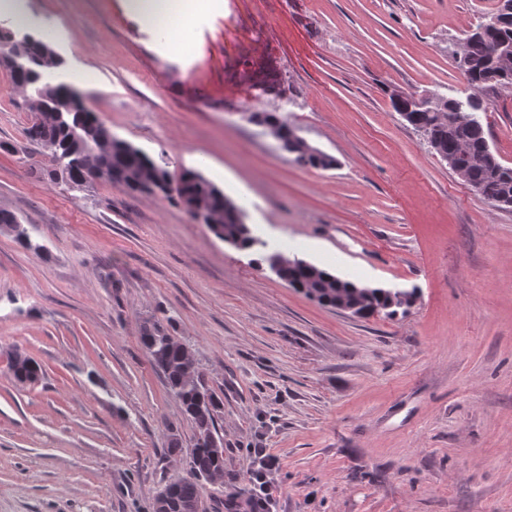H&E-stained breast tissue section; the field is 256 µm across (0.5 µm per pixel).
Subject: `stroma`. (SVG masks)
Returning a JSON list of instances; mask_svg holds the SVG:
<instances>
[{"mask_svg":"<svg viewBox=\"0 0 512 512\" xmlns=\"http://www.w3.org/2000/svg\"><path fill=\"white\" fill-rule=\"evenodd\" d=\"M22 2L92 73L100 121L172 178L202 173L268 251L419 296L392 318L325 308L180 204L56 183L0 67V209L42 246L0 232V512H152L185 475L195 427L141 343L154 320L223 403L225 477L277 457L274 512H512V210L390 102L463 96L452 52L498 0H222L179 53L124 0ZM486 96L512 166V90ZM263 111L336 168L298 164ZM15 377L21 381H36L41 372V367L32 358L16 354L11 363Z\"/></svg>","mask_w":512,"mask_h":512,"instance_id":"35a3bbf8","label":"stroma"}]
</instances>
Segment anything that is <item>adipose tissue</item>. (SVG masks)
<instances>
[{
    "label": "adipose tissue",
    "instance_id": "obj_1",
    "mask_svg": "<svg viewBox=\"0 0 512 512\" xmlns=\"http://www.w3.org/2000/svg\"><path fill=\"white\" fill-rule=\"evenodd\" d=\"M216 2L217 0H126V8L145 23L161 26L167 47L181 52L190 47L201 15L212 9Z\"/></svg>",
    "mask_w": 512,
    "mask_h": 512
}]
</instances>
